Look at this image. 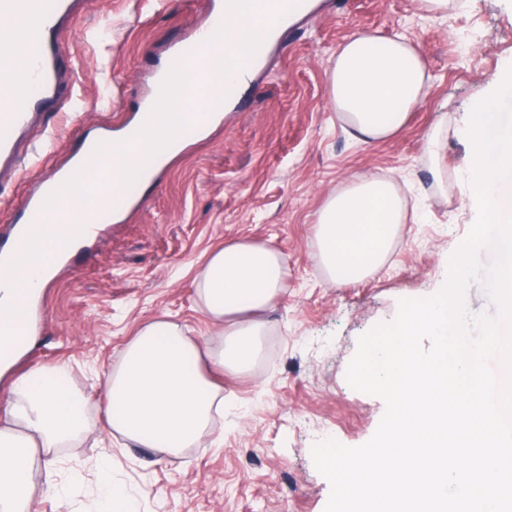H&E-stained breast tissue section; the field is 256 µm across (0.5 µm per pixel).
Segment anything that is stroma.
Listing matches in <instances>:
<instances>
[{"instance_id":"35a3bbf8","label":"stroma","mask_w":512,"mask_h":512,"mask_svg":"<svg viewBox=\"0 0 512 512\" xmlns=\"http://www.w3.org/2000/svg\"><path fill=\"white\" fill-rule=\"evenodd\" d=\"M215 2L76 0L60 24L66 105H39L19 139L22 163L0 165V251L28 194L93 135L135 118L171 49L211 23ZM369 31L412 39L431 77L399 135L377 144L348 134L327 84L339 46ZM510 63L512 0H459L442 20L418 0H316L270 46L222 121L134 183L120 219L100 224L43 289L38 340L16 369L66 364L88 426L31 456V512H95L85 464L106 451L138 512H324L330 484L312 448L327 439L358 447L377 430L385 404L350 386L349 363L359 337L392 321L400 300L437 291L474 224L469 112ZM436 127L438 179L425 139ZM366 172L394 179L417 216L376 273L339 284L319 261L316 218L336 188ZM237 241L278 251L287 278L264 314L257 363L224 377L221 445L206 434L172 456L111 433L99 397L123 348L164 315L211 338L194 279L205 254ZM51 482L62 498L44 495Z\"/></svg>"}]
</instances>
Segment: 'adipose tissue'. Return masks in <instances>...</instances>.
Wrapping results in <instances>:
<instances>
[{"label": "adipose tissue", "mask_w": 512, "mask_h": 512, "mask_svg": "<svg viewBox=\"0 0 512 512\" xmlns=\"http://www.w3.org/2000/svg\"><path fill=\"white\" fill-rule=\"evenodd\" d=\"M285 0H254L253 12L225 19L212 55L241 60L256 31L273 26ZM190 73L162 74L153 100L152 119L136 157L115 161L111 148L99 146L96 158L113 172L105 198L120 193L133 179L141 159H172L181 150L180 131L193 123ZM430 81L417 45L410 39L359 33L345 39L328 73L333 107L350 135L364 142H385L404 126L420 104ZM54 193L41 232L22 267L0 269V377H11V395L0 407V512H28L31 483L16 464L18 455L60 448L81 434L87 421L84 399L67 385L69 368L51 364L14 374L16 362L34 345L23 336L26 318L16 295L36 297L56 272L61 257L55 240L66 225L80 220L78 200L88 193L85 168L73 161L49 182ZM408 212L393 179L358 176L331 194L316 220L319 259L333 280L362 281L385 263ZM286 268L280 254L258 243L240 241L208 254L196 278L202 311L216 330L217 346L189 335L177 323L158 319L127 343L101 395L113 433L146 448L176 456L214 433L215 414L224 397L215 377L243 374L254 367L265 325L257 318L282 292ZM93 489L99 512H137L135 499L113 483L110 456L98 458Z\"/></svg>", "instance_id": "1"}]
</instances>
